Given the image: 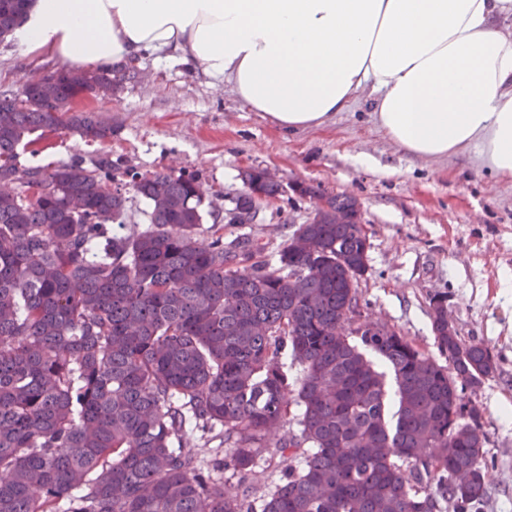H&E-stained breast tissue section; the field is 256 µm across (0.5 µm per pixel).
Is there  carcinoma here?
Wrapping results in <instances>:
<instances>
[{
	"instance_id": "carcinoma-1",
	"label": "carcinoma",
	"mask_w": 512,
	"mask_h": 512,
	"mask_svg": "<svg viewBox=\"0 0 512 512\" xmlns=\"http://www.w3.org/2000/svg\"><path fill=\"white\" fill-rule=\"evenodd\" d=\"M29 2L0 0V40ZM136 76L98 72L114 87ZM77 96L63 80L0 93V181L20 187L0 195V512H256L254 495L261 512H477L489 437L461 391L477 395L497 357L448 332L446 303L431 316L443 364L395 330L340 332L369 244L334 214L360 213L358 200L303 186L327 208L279 266L254 261L204 227L192 176L121 169L107 152L21 165L37 131L112 138L71 111ZM241 179L228 224L254 222L251 190L285 193L255 167ZM129 189L148 207L133 232ZM196 429L224 435V480L186 446ZM267 454L286 466L263 487Z\"/></svg>"
}]
</instances>
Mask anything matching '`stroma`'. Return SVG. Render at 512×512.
Masks as SVG:
<instances>
[{"mask_svg": "<svg viewBox=\"0 0 512 512\" xmlns=\"http://www.w3.org/2000/svg\"><path fill=\"white\" fill-rule=\"evenodd\" d=\"M63 65L1 43L0 90L19 91L27 77ZM136 66L143 78L123 83L111 97L76 103L111 121V141L47 131L35 153L21 154V164L35 159L54 167L107 152L123 168L194 176L225 245L263 246V259L272 263L288 236L312 218L313 204L292 193L262 204L255 223H223L244 188L241 171L267 167L284 181L356 197L370 229L368 269L359 282L369 319L437 356L429 296L444 292L461 335L484 341L498 357L496 377L479 392L490 462L482 512H512V417L504 415L512 406V288L500 284L501 273L512 271V179L477 171L467 155L431 161L406 153L362 102L324 128L290 133L166 54H145Z\"/></svg>", "mask_w": 512, "mask_h": 512, "instance_id": "stroma-1", "label": "stroma"}]
</instances>
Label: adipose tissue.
Returning <instances> with one entry per match:
<instances>
[{"label":"adipose tissue","mask_w":512,"mask_h":512,"mask_svg":"<svg viewBox=\"0 0 512 512\" xmlns=\"http://www.w3.org/2000/svg\"><path fill=\"white\" fill-rule=\"evenodd\" d=\"M12 39L75 68L165 50L291 132L362 97L405 152L512 178V0H33Z\"/></svg>","instance_id":"obj_1"}]
</instances>
